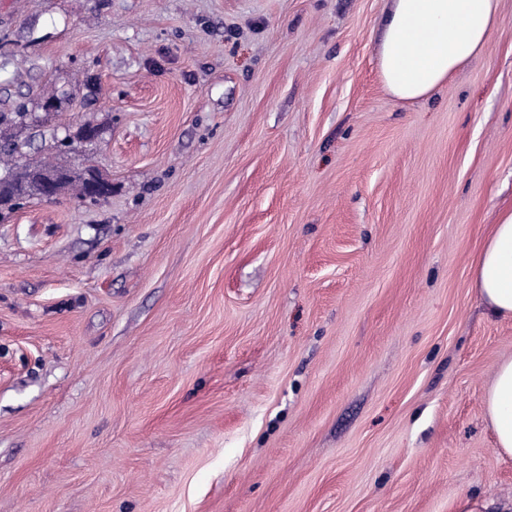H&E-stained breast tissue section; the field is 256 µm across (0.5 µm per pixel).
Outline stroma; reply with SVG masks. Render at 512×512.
<instances>
[{"label": "stroma", "instance_id": "stroma-1", "mask_svg": "<svg viewBox=\"0 0 512 512\" xmlns=\"http://www.w3.org/2000/svg\"><path fill=\"white\" fill-rule=\"evenodd\" d=\"M384 0H0V107L99 132L0 223V512H455L512 502V356L472 262L512 207V0L400 102ZM67 173L59 170L37 169L31 173L24 191L34 190L45 199H54L58 195V186L66 178ZM485 408L496 436V451L512 457V356L498 364L485 395Z\"/></svg>", "mask_w": 512, "mask_h": 512}]
</instances>
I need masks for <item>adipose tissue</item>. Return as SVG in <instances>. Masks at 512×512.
<instances>
[{
    "instance_id": "1",
    "label": "adipose tissue",
    "mask_w": 512,
    "mask_h": 512,
    "mask_svg": "<svg viewBox=\"0 0 512 512\" xmlns=\"http://www.w3.org/2000/svg\"><path fill=\"white\" fill-rule=\"evenodd\" d=\"M499 22V0H384L378 63L387 92L413 102L477 59ZM489 314L512 316V209L500 213L472 263ZM496 450L512 457V356L498 364L485 395Z\"/></svg>"
}]
</instances>
